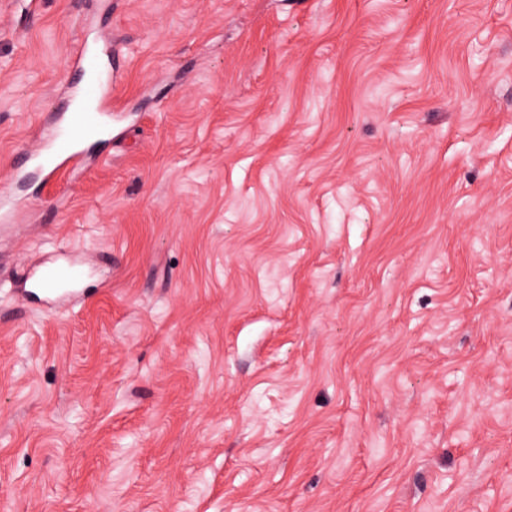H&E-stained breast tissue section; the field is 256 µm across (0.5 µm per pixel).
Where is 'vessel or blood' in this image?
Here are the masks:
<instances>
[{
	"mask_svg": "<svg viewBox=\"0 0 512 512\" xmlns=\"http://www.w3.org/2000/svg\"><path fill=\"white\" fill-rule=\"evenodd\" d=\"M79 61L92 72V79L70 88L66 103L57 108L58 120L53 130L43 137L38 149L27 154L28 160L48 178L62 167L78 162L81 143L99 136L112 117L111 109L105 106L110 96L109 78L98 76L96 58L83 55ZM81 279L82 271L77 265L50 261L30 272L25 284L53 301L63 289L78 286Z\"/></svg>",
	"mask_w": 512,
	"mask_h": 512,
	"instance_id": "vessel-or-blood-1",
	"label": "vessel or blood"
}]
</instances>
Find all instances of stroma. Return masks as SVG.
<instances>
[{"instance_id":"stroma-1","label":"stroma","mask_w":512,"mask_h":512,"mask_svg":"<svg viewBox=\"0 0 512 512\" xmlns=\"http://www.w3.org/2000/svg\"><path fill=\"white\" fill-rule=\"evenodd\" d=\"M1 200L0 512H512V0H0ZM109 83L107 75L72 86L66 103L54 107L58 120L53 130L42 138L38 149L27 152V160L35 164L45 179L62 167L78 162L81 143L99 136L107 121L112 119V110L103 106L110 96ZM74 102L91 103L95 105V112H69ZM81 279L82 271L77 265L50 261L30 272L24 283L49 302L56 300L63 289L78 286Z\"/></svg>"}]
</instances>
